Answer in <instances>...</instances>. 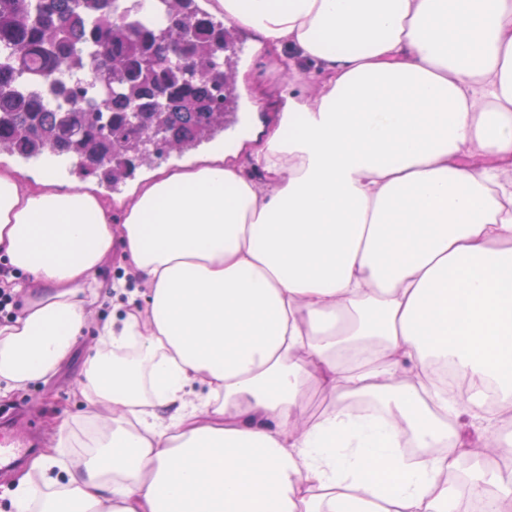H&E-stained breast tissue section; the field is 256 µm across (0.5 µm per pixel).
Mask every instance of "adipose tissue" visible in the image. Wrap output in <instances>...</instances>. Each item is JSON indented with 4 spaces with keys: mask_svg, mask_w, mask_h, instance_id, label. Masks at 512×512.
<instances>
[{
    "mask_svg": "<svg viewBox=\"0 0 512 512\" xmlns=\"http://www.w3.org/2000/svg\"><path fill=\"white\" fill-rule=\"evenodd\" d=\"M202 6L282 70L314 62L317 91L153 171L118 228L92 184L0 165V258L28 293L1 396L69 356L114 248L144 287L84 362L93 452L32 459L15 512H455L463 470L503 512L473 408L492 383L512 410V0ZM442 361L477 392L422 400ZM308 381L332 397L311 426Z\"/></svg>",
    "mask_w": 512,
    "mask_h": 512,
    "instance_id": "adipose-tissue-1",
    "label": "adipose tissue"
}]
</instances>
